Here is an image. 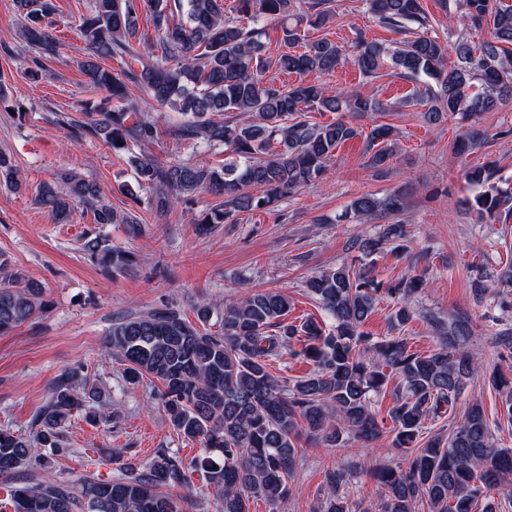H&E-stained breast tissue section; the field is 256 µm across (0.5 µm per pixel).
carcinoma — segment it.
I'll return each mask as SVG.
<instances>
[{
    "label": "carcinoma",
    "instance_id": "1",
    "mask_svg": "<svg viewBox=\"0 0 512 512\" xmlns=\"http://www.w3.org/2000/svg\"><path fill=\"white\" fill-rule=\"evenodd\" d=\"M24 14L19 38L32 52L38 77L40 59L58 53L51 17L54 0H17ZM384 27L414 36L393 45L357 40L345 47L328 38L309 41L302 24L321 27L329 17L327 0H236L238 18H224L222 0H90L79 26L88 55L80 62L87 84L106 96L81 101L87 121L73 126L76 139L101 138L113 151L127 155L137 190L127 194L166 213L178 199L192 202L201 191L222 199L200 221V231L214 224H234L238 215L267 210L311 184L326 170L336 149L360 135L347 116L382 112L384 106L359 93L334 91L322 83L300 80L285 87L265 79L275 67L301 77L330 75L348 56L366 76L388 66L416 82L407 106L422 108L430 125L457 117L465 130L456 143L464 154L479 147L485 132L480 122L512 99V4L503 0H464L463 26L488 24L489 35L474 44L462 37L454 46L429 33L422 0H365ZM152 17L161 53L143 55L136 47L139 15ZM182 19L175 22L173 16ZM281 26L279 49L271 51L267 23ZM303 50H293L297 44ZM456 60H450L448 50ZM125 62L120 74L102 60ZM138 67H133V64ZM147 95L149 106H169L182 116L175 135L224 151V166L204 159L161 162L142 149L158 134L153 113L133 101L129 84ZM242 113L237 122L228 113ZM304 112H333L326 124L303 119ZM394 130L384 124L369 137L375 149L371 164L389 170ZM495 162L468 173L478 185L490 181ZM0 179L19 189L22 182L11 159L0 153ZM35 202L55 224L72 222L75 206L85 205L93 223L123 224L131 237L141 234L136 215L122 216L100 196L97 184L74 170H63L39 184ZM405 207L399 192L384 198L363 194L351 209L361 220L396 215ZM471 208L493 221L512 212V196L495 187L474 197ZM404 224H384L374 234L353 240L363 263H342L320 271L306 283L308 293L332 318L322 328L312 320L286 324L288 295L247 287L219 308L205 298L189 320L174 301L112 322L107 342L123 364L126 383L148 378L161 385L162 408L172 427L187 439H201L203 452L191 459L167 449L146 464L121 463L110 480L61 479L9 489L13 512H181L169 490L190 484L193 474L203 489L216 494L219 512H250L249 501L261 497L273 507L288 499L287 478L300 460L301 437L313 444L340 448L347 437L363 443L383 433L371 409L373 395L399 378L396 402L388 413L392 444L402 463L383 465L374 477L384 496L374 508L343 492L350 471L325 476L320 512H414L426 503L429 512H473L476 502L495 494L512 506V448H498L493 431L512 426V370L496 367L490 382L501 396L500 415L489 419L474 401L448 436L420 442L425 421L453 410L468 385L482 372L470 350V320L448 321L435 349L409 350L405 338L376 340L361 330L384 300L393 303L390 321L397 330L413 318L412 301L426 288L419 275L391 281L373 275L377 258L405 249ZM82 251L114 273L134 269L133 255L109 246L100 235L83 238ZM46 289L12 268L0 256V335L46 312ZM214 324L218 330L208 326ZM304 337V355L312 368L288 384L271 373V362L286 341ZM500 361L512 360V329L499 333ZM101 391L84 368L59 374L38 410L32 434L0 429V476L51 465L76 413L93 423L106 418Z\"/></svg>",
    "mask_w": 512,
    "mask_h": 512
}]
</instances>
